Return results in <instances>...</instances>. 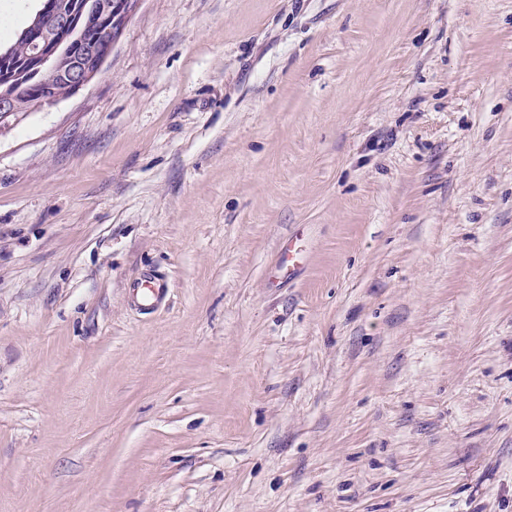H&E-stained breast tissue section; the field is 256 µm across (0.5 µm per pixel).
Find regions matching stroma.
<instances>
[{"instance_id":"stroma-1","label":"stroma","mask_w":512,"mask_h":512,"mask_svg":"<svg viewBox=\"0 0 512 512\" xmlns=\"http://www.w3.org/2000/svg\"><path fill=\"white\" fill-rule=\"evenodd\" d=\"M0 512H512V0H140L1 136ZM167 284L164 280L155 277L140 278L133 285V292L141 309H152L166 292Z\"/></svg>"}]
</instances>
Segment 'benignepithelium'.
I'll list each match as a JSON object with an SVG mask.
<instances>
[{
	"instance_id": "benign-epithelium-1",
	"label": "benign epithelium",
	"mask_w": 512,
	"mask_h": 512,
	"mask_svg": "<svg viewBox=\"0 0 512 512\" xmlns=\"http://www.w3.org/2000/svg\"><path fill=\"white\" fill-rule=\"evenodd\" d=\"M138 0H116L112 11L104 9L99 0H79L77 6L58 12L47 18L55 32L50 44H42L34 50L24 68L13 75H5V90L0 92V135L10 127L9 119H19L22 107L21 93L31 91L22 79H43L56 76L66 83L67 91L77 90L90 83L112 56V50L134 13ZM102 24L106 39L102 46L94 43L85 49L86 62L73 57L74 47L80 45L84 34L93 26Z\"/></svg>"
}]
</instances>
